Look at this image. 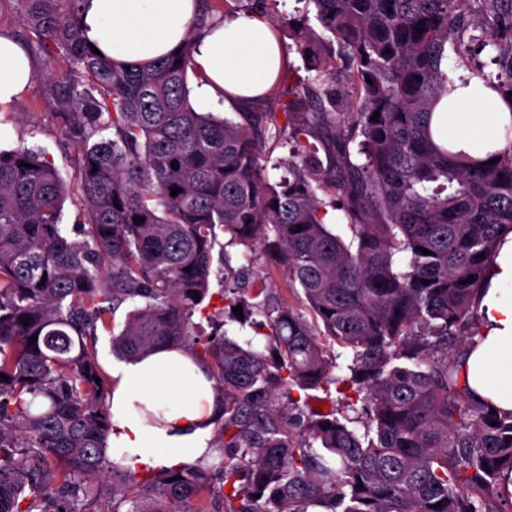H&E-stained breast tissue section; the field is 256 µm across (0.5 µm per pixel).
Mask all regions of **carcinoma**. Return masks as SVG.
I'll use <instances>...</instances> for the list:
<instances>
[{
  "instance_id": "carcinoma-1",
  "label": "carcinoma",
  "mask_w": 512,
  "mask_h": 512,
  "mask_svg": "<svg viewBox=\"0 0 512 512\" xmlns=\"http://www.w3.org/2000/svg\"><path fill=\"white\" fill-rule=\"evenodd\" d=\"M15 2L51 49L48 75L54 54L70 63L55 115L81 149L87 229L79 241L64 233L69 189L41 151H0V512H102L116 475L112 512H193L207 492L224 512H512V412L459 383L486 269L512 232V149L472 158L431 130L453 84L448 45L463 83L512 100V0H309L331 37L288 20L316 75L281 124L274 112L235 122L197 111L190 43L154 62L113 60L82 38L81 0ZM270 139L289 145L276 184L259 152ZM330 208L357 245L327 228ZM218 228L281 270L304 309L258 277L246 295L224 289L253 336L193 337ZM124 304L137 308L111 334L116 356L183 349L216 381L219 485L206 462L137 480L110 460L95 339ZM323 338L352 351L338 376ZM332 385L342 407L362 404L363 429L337 408L304 411L301 397ZM280 393L284 410L273 408Z\"/></svg>"
}]
</instances>
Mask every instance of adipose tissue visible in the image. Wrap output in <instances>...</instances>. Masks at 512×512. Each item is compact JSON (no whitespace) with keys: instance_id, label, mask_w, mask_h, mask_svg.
Instances as JSON below:
<instances>
[{"instance_id":"obj_1","label":"adipose tissue","mask_w":512,"mask_h":512,"mask_svg":"<svg viewBox=\"0 0 512 512\" xmlns=\"http://www.w3.org/2000/svg\"><path fill=\"white\" fill-rule=\"evenodd\" d=\"M198 10V0H83V38L102 56L128 62L157 60L188 43L206 98L240 106L265 94L286 64L272 22L256 11L239 13L192 40ZM35 75L27 50L0 34V113ZM510 130L512 103L473 81L457 85L433 111L435 140L473 157L511 147ZM485 279L461 383L473 399L512 411V234ZM110 375L113 462L141 474L195 463L208 451L223 405L189 353L162 350L112 366Z\"/></svg>"}]
</instances>
